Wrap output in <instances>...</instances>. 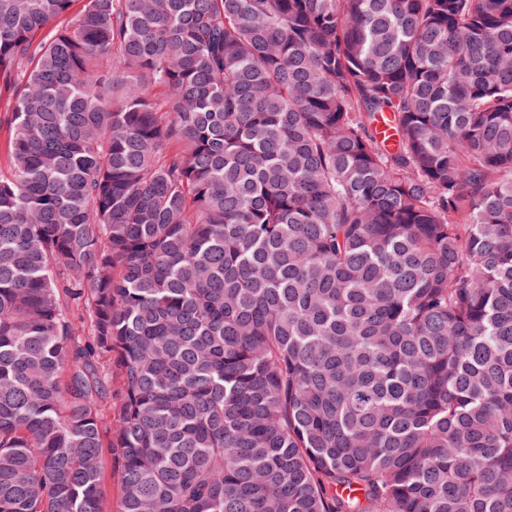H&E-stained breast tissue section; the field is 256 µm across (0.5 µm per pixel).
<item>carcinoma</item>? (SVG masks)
<instances>
[{
    "instance_id": "carcinoma-1",
    "label": "carcinoma",
    "mask_w": 512,
    "mask_h": 512,
    "mask_svg": "<svg viewBox=\"0 0 512 512\" xmlns=\"http://www.w3.org/2000/svg\"><path fill=\"white\" fill-rule=\"evenodd\" d=\"M0 112V512H512V0H0ZM120 489L117 479L111 476V463L104 466V478L101 486V500L104 512H116L119 505Z\"/></svg>"
}]
</instances>
